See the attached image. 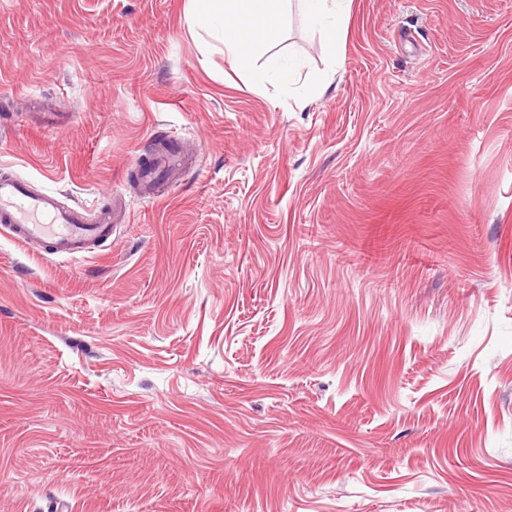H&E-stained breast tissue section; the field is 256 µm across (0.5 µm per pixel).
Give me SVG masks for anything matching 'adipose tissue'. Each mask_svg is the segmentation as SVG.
<instances>
[{
  "mask_svg": "<svg viewBox=\"0 0 512 512\" xmlns=\"http://www.w3.org/2000/svg\"><path fill=\"white\" fill-rule=\"evenodd\" d=\"M350 0H299L309 27L318 34L328 51H335L345 32V18ZM191 27L200 29L208 45L220 44L234 64L247 69L251 82L265 86L271 82L301 76L305 61L293 54H282L268 68H251L256 55L269 44V28L280 21V0H189Z\"/></svg>",
  "mask_w": 512,
  "mask_h": 512,
  "instance_id": "ef3b65f1",
  "label": "adipose tissue"
}]
</instances>
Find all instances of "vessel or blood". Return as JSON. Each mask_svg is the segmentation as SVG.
Masks as SVG:
<instances>
[{"instance_id": "1", "label": "vessel or blood", "mask_w": 512, "mask_h": 512, "mask_svg": "<svg viewBox=\"0 0 512 512\" xmlns=\"http://www.w3.org/2000/svg\"><path fill=\"white\" fill-rule=\"evenodd\" d=\"M0 227L17 243H39L47 254L71 256L111 240L116 231L110 212L87 220L78 206H62L47 193H35L25 182L0 177Z\"/></svg>"}]
</instances>
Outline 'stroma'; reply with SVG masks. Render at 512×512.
Returning a JSON list of instances; mask_svg holds the SVG:
<instances>
[{
	"instance_id": "35a3bbf8",
	"label": "stroma",
	"mask_w": 512,
	"mask_h": 512,
	"mask_svg": "<svg viewBox=\"0 0 512 512\" xmlns=\"http://www.w3.org/2000/svg\"><path fill=\"white\" fill-rule=\"evenodd\" d=\"M188 9L0 0V176L119 229L0 234V512H512V0H291L261 92ZM298 2L309 27L318 34L326 49L335 54L345 32L347 7L351 1L298 0Z\"/></svg>"
}]
</instances>
